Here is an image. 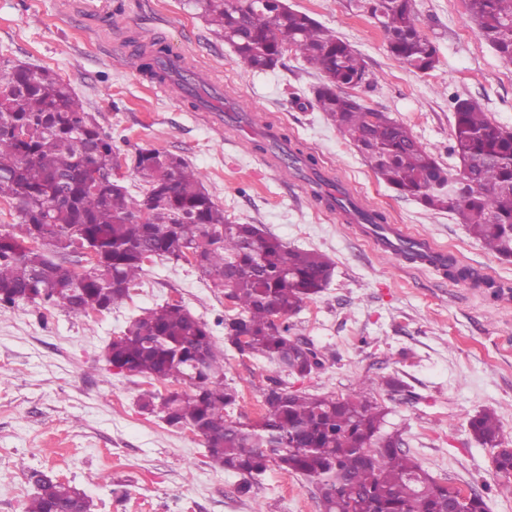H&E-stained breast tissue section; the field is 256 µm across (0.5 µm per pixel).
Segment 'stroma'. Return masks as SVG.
I'll use <instances>...</instances> for the list:
<instances>
[{
	"label": "stroma",
	"mask_w": 512,
	"mask_h": 512,
	"mask_svg": "<svg viewBox=\"0 0 512 512\" xmlns=\"http://www.w3.org/2000/svg\"><path fill=\"white\" fill-rule=\"evenodd\" d=\"M467 3L416 0L420 29L439 57L421 73L390 55L358 0H288L360 52L372 82L352 95L407 126L448 168L456 164L448 151L453 96L478 100L491 121L512 129V64L477 36ZM149 39L208 68L225 95L255 107L258 120L314 155L318 169L474 279L378 249L358 225L316 203L294 174L268 167L265 152L242 142L235 127L209 123L178 89L157 91L135 56ZM1 55L68 81L117 152L140 146L183 158L229 221L325 255L334 274L288 319L292 336L328 357L305 377L230 345L224 318L233 307L183 260L148 261L127 300L87 317L28 303L1 309L0 512H24L35 471L84 491L94 512H322L313 483L275 466L240 493L242 475L214 466L200 436L143 409L146 395L183 391L186 383L110 369L112 338L144 310L176 301L206 323L224 355V379L239 395L233 417L257 419L273 377L288 390L332 397L358 392L368 376L395 378L399 390L380 387L370 398L387 410L386 428L400 434L403 450L440 483L482 495L487 512H512V479L496 472L491 449L468 426L492 410L512 441V260L483 247L455 214L388 188L313 109L317 70L291 52L274 69L246 67L183 0H0Z\"/></svg>",
	"instance_id": "obj_1"
}]
</instances>
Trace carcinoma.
<instances>
[{
  "label": "carcinoma",
  "instance_id": "carcinoma-1",
  "mask_svg": "<svg viewBox=\"0 0 512 512\" xmlns=\"http://www.w3.org/2000/svg\"><path fill=\"white\" fill-rule=\"evenodd\" d=\"M256 71L273 69L291 50L323 77L314 103L355 145L376 175L402 196L431 210L456 214L490 251L512 258V131L487 118L480 103L455 98L451 155L467 172L458 181L388 113L374 110L343 88L369 83L361 56L310 15L278 11V0H186ZM368 17L382 31L388 52L411 71L438 63L435 44L418 28L414 0H364ZM478 36L512 62V0H468ZM140 68L162 82L176 81L191 99L199 88L169 50L152 40L138 45ZM28 129L19 139L14 130ZM139 176L134 192L122 168ZM15 205L20 225L37 224L41 242L0 234V309L34 294L35 305L52 304L79 316L117 306L129 297L154 257L181 259V248L202 250L201 273L224 290L239 313L224 318V339L246 337L245 353L301 377L323 367L324 355L290 336L288 316L329 285L333 264L314 251L290 249L257 224H235L203 185L202 175L182 158L136 147L124 157L112 136L85 111L70 83L48 69L0 58V200ZM148 209L147 222L135 218ZM102 254L100 266L79 273L63 256L74 242ZM454 278L473 279L453 257L440 260ZM112 363L157 380L187 381L181 396L151 395L174 428L191 427L205 439L212 463L242 475L269 466L315 484L324 512H447L460 494L439 483L401 448L397 433L384 431L385 410L367 392L397 390L392 378H366L352 397L290 391L270 379L265 413L254 422L227 414L236 388L224 382L220 355L206 323L181 304L165 303L134 319L108 347ZM482 444L495 449V469L512 477V448L503 445L495 414L469 419ZM38 492L25 512H93L94 504L68 482L34 472ZM462 512H487L483 496L463 497Z\"/></svg>",
  "mask_w": 512,
  "mask_h": 512
}]
</instances>
